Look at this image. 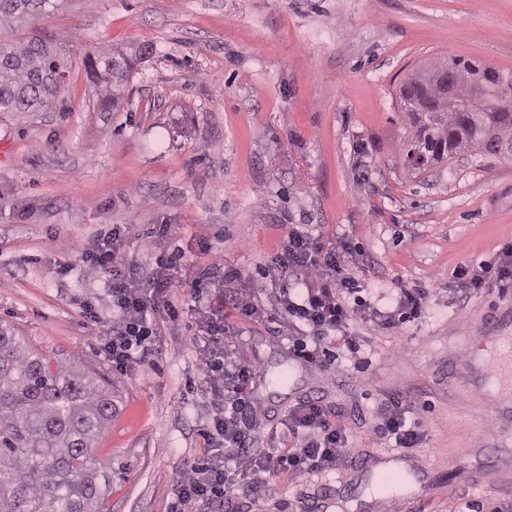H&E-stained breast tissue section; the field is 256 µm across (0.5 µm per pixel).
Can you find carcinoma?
Segmentation results:
<instances>
[{
  "instance_id": "1",
  "label": "carcinoma",
  "mask_w": 512,
  "mask_h": 512,
  "mask_svg": "<svg viewBox=\"0 0 512 512\" xmlns=\"http://www.w3.org/2000/svg\"><path fill=\"white\" fill-rule=\"evenodd\" d=\"M53 0H0V27L24 31L0 39V112L19 116L50 108L73 64L54 33L38 27ZM147 48L86 53L81 66L94 85L92 112L123 100ZM512 73L455 57L423 67L399 87L414 128L403 144L420 174L476 150L497 156L512 145ZM116 411L112 385L99 374L53 359L0 327V512H94L112 467L97 460L92 442Z\"/></svg>"
}]
</instances>
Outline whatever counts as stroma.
<instances>
[{"label": "stroma", "mask_w": 512, "mask_h": 512, "mask_svg": "<svg viewBox=\"0 0 512 512\" xmlns=\"http://www.w3.org/2000/svg\"><path fill=\"white\" fill-rule=\"evenodd\" d=\"M44 25L79 56L151 53L117 111L87 110L94 88L76 64L49 111L0 116V323L111 373L97 341L113 319L105 277L55 268L105 225H132L130 263L178 255L183 278L212 274L215 303L236 271L241 299L264 309L226 312L233 350L261 366L254 449L289 442L288 414L307 399L346 431L341 474H259L293 512H512V401L498 398L512 394V291L461 275L512 245V158L470 150L411 174L397 95L451 56L512 71V0H58ZM156 224L171 234L147 237ZM298 225L346 249L363 301L387 308L419 288L422 316L387 329L356 310L348 342L331 345L336 364L309 370L266 318L281 286L267 262ZM173 301L182 319L152 316L155 349L112 381L116 412L92 447L112 467L100 512H169L180 468L203 452L190 337L204 309L185 288ZM391 398L422 435L413 452L373 434Z\"/></svg>", "instance_id": "35a3bbf8"}]
</instances>
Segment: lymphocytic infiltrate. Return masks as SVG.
<instances>
[{"instance_id":"f902f5d3","label":"lymphocytic infiltrate","mask_w":512,"mask_h":512,"mask_svg":"<svg viewBox=\"0 0 512 512\" xmlns=\"http://www.w3.org/2000/svg\"><path fill=\"white\" fill-rule=\"evenodd\" d=\"M131 231V225L115 224L100 230L91 244L77 249L79 261L89 272L108 277L116 317L106 331L104 347L116 378L127 377L133 366L151 353L149 315L159 312L178 320L180 313L170 301L175 290L189 288L198 303L211 296L209 276L202 273L190 281L176 276V260L163 255L157 257L149 273L132 272L123 253ZM269 268L279 279L303 280V287L282 290L277 315L297 332L292 339L295 356L314 369H323L324 343L342 333L350 314L349 299L360 289L358 280L345 273L339 253L323 252L319 237L297 227L271 256ZM206 333L201 362L211 399L198 429L204 453L183 464L170 512H187L188 506L195 504L219 512L233 491L244 487L248 476L259 471L299 479L338 470L351 453L348 436L333 413L314 400L299 403L289 413L292 445L253 451L246 419L259 406L253 381L261 368L254 362L225 360L224 338L230 329L223 318L209 317ZM379 417L377 434L394 439L398 448L416 447L420 434L408 424L400 401L383 403Z\"/></svg>"}]
</instances>
